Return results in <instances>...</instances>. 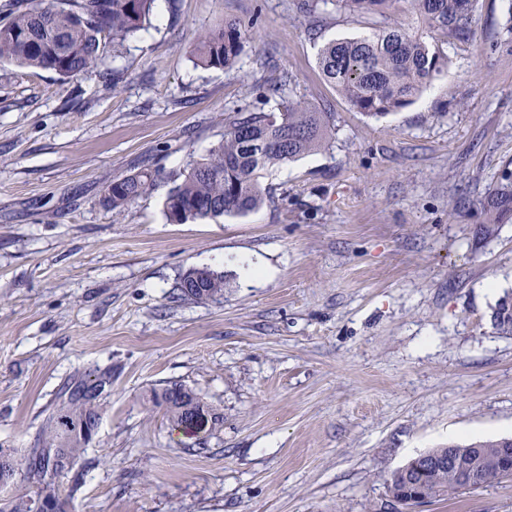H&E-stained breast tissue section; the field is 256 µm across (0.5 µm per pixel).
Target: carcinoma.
<instances>
[{
  "instance_id": "obj_1",
  "label": "carcinoma",
  "mask_w": 512,
  "mask_h": 512,
  "mask_svg": "<svg viewBox=\"0 0 512 512\" xmlns=\"http://www.w3.org/2000/svg\"><path fill=\"white\" fill-rule=\"evenodd\" d=\"M394 0H336V5L367 15H384ZM417 14L428 29L450 31L458 38L468 34L474 0H414ZM155 0H31L18 3L0 18V63L27 70L50 71L66 82L85 75L103 62L109 45H120L150 23ZM243 51L242 34L234 23L197 33L190 45L195 64L231 69ZM448 58L432 50L415 31L395 25L366 35L333 40L319 53L325 79L356 111L374 118L386 116L411 103L447 65ZM333 135L328 113L305 103H288L277 112H237L224 119V137L206 155L193 161L183 179L168 191L165 212L173 224L204 218L241 215L262 206L266 194L258 182L261 170L302 158L328 144ZM159 171L143 169L112 181L104 199L109 208L122 211L147 195ZM487 221L477 235L487 239L495 226L512 215V182L502 183L486 205ZM198 290L184 281L174 288L178 300L209 301L224 297V272L205 271ZM497 304L493 323L502 336H512V313L502 315ZM112 385V369H97L89 377L73 376L62 388L60 402L48 417L45 447L19 455L0 450V479L10 480V494L0 502V512H34L37 502L49 499L55 512H65L67 499L78 484L63 493L61 485L46 479L48 472L68 473L83 458L91 438L84 424L99 419L101 386ZM184 385L171 383L151 393V401L165 406L173 428H182L192 415L205 411L192 391L171 398ZM509 447L505 439L482 440L467 445L450 443L432 448L440 455L452 449L461 467L478 473L482 486L504 475L488 460ZM424 489L429 501L444 499L464 488L448 472L415 470V461L395 471L386 489L408 503L413 485Z\"/></svg>"
}]
</instances>
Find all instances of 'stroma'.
<instances>
[{
	"label": "stroma",
	"instance_id": "35a3bbf8",
	"mask_svg": "<svg viewBox=\"0 0 512 512\" xmlns=\"http://www.w3.org/2000/svg\"><path fill=\"white\" fill-rule=\"evenodd\" d=\"M236 21L230 71L197 66L194 34ZM399 24L295 0H157L99 73L61 82L0 65V446L42 445L68 376L111 367L112 391L67 512H371L385 482L448 441L512 437V219L474 235L512 181V0H476L470 39L424 31L449 65L375 119L325 81L329 40ZM287 76L281 95L260 87ZM298 101L330 113L329 145L260 171L243 215L172 224L174 181L235 112ZM156 169L120 213L113 180ZM224 297L172 299L182 274ZM177 382L222 415L171 430L144 399ZM421 512H512V478ZM210 270V271H208ZM206 277L201 279L198 290L189 291L185 288L184 276L174 288L173 298L177 300L209 301L219 300L224 297V273L223 271L205 268Z\"/></svg>",
	"mask_w": 512,
	"mask_h": 512
}]
</instances>
